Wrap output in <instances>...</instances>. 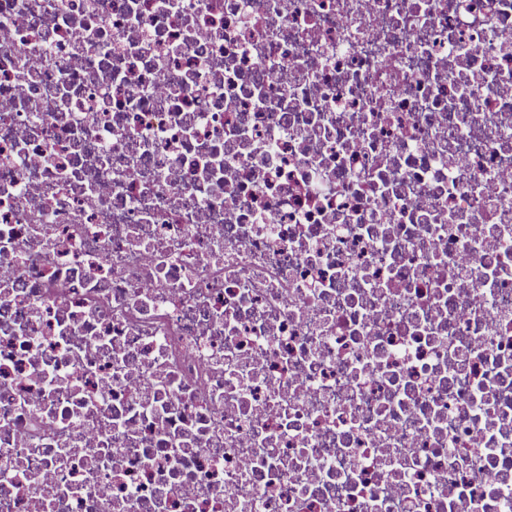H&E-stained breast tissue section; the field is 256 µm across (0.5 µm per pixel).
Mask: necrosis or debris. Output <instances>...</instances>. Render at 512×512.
<instances>
[{"label": "necrosis or debris", "instance_id": "1", "mask_svg": "<svg viewBox=\"0 0 512 512\" xmlns=\"http://www.w3.org/2000/svg\"><path fill=\"white\" fill-rule=\"evenodd\" d=\"M0 512H512V0H0Z\"/></svg>", "mask_w": 512, "mask_h": 512}]
</instances>
